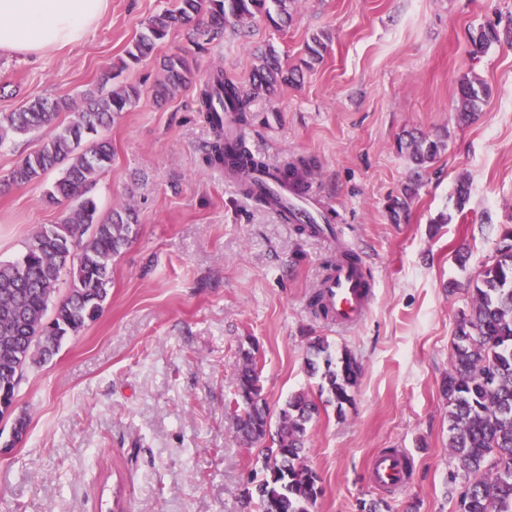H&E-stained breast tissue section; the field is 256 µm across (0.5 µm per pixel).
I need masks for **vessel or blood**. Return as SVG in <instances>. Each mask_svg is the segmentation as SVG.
<instances>
[{
    "instance_id": "vessel-or-blood-1",
    "label": "vessel or blood",
    "mask_w": 512,
    "mask_h": 512,
    "mask_svg": "<svg viewBox=\"0 0 512 512\" xmlns=\"http://www.w3.org/2000/svg\"><path fill=\"white\" fill-rule=\"evenodd\" d=\"M256 191L267 194L273 209L285 221L294 224H313L318 229L335 223L336 217L324 206L313 183L298 184L277 180L274 169L254 172ZM317 289L330 322L341 327L359 324L368 314L374 293L363 263L339 262L322 277ZM369 480L383 489H400L409 478L399 458L380 455L373 459Z\"/></svg>"
}]
</instances>
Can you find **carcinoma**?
Masks as SVG:
<instances>
[{"instance_id": "cac0c4a2", "label": "carcinoma", "mask_w": 512, "mask_h": 512, "mask_svg": "<svg viewBox=\"0 0 512 512\" xmlns=\"http://www.w3.org/2000/svg\"><path fill=\"white\" fill-rule=\"evenodd\" d=\"M296 0H176V6L151 17L126 56L138 63L153 55L158 44L176 29L198 32L201 14L215 31L235 27L256 17L267 18L276 28L288 26V5ZM501 42L494 25L471 36L474 51L483 53ZM161 78L153 85L155 100L165 101L193 84L194 69L178 53L160 60ZM300 80V72L283 66L273 51L261 54L246 91L219 70L199 87L197 111L212 127L216 139L207 162L230 166L240 177L242 190L254 193L251 172L264 166L246 142L235 149L224 145L222 114L232 123L248 122L249 104L257 97L271 98L284 86ZM490 89L479 77L465 75L457 83L456 120L469 124ZM140 97L134 85L108 92H88L84 105L72 119L58 121L71 109L65 98H37L0 118V146L20 135L52 130L34 152L22 157L7 181L12 185L40 183L60 170L45 193L50 205L64 202L67 209L58 224L43 226L25 244L17 261L0 262V417L12 411L18 384L27 369L50 360L62 340L78 334L102 312L112 282V261L133 239L137 224L131 208L113 209L102 219L87 188L100 172L112 166V142L102 136ZM421 168L431 162L441 142L398 139ZM415 186L389 200L394 222L408 210ZM71 277V287L56 299L61 274ZM307 371L319 378L320 393L339 414L353 404L352 389L360 365L349 350L341 356L324 338L308 345ZM441 390L448 405V447L457 461L448 486L456 512H512V226L500 235L491 262L479 272L471 289L469 307L455 323L453 354ZM255 351H241L236 372L234 411L236 431L247 445L260 446L261 477H253L242 491L245 505L258 512H313L322 495L320 478L304 463V440L319 405L302 391L290 396L272 413L261 395Z\"/></svg>"}]
</instances>
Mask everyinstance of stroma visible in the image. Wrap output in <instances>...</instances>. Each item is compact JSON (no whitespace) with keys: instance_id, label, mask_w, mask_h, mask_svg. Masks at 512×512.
<instances>
[{"instance_id":"1","label":"stroma","mask_w":512,"mask_h":512,"mask_svg":"<svg viewBox=\"0 0 512 512\" xmlns=\"http://www.w3.org/2000/svg\"><path fill=\"white\" fill-rule=\"evenodd\" d=\"M175 0H110L82 42L40 58L0 54V116L35 98L82 107L104 74L140 86V98L108 130L111 167L91 189L99 215L127 205L133 242L112 263L101 316L25 372L12 415L28 427L0 455V512H257L241 497L261 468L257 447L234 425L235 371L252 346L271 411L298 391L317 395L309 342L327 339L360 364L353 404L311 422L305 461L323 494L314 512H359L380 499L367 466L384 449L412 460V477L389 496L391 512H453L454 462L441 392L469 281L491 260L501 225H512V46L470 53L483 25L512 24V0H296L284 30L256 19L214 39L171 32L154 55L121 68L145 22ZM331 37L300 84L250 103L249 149L270 164H314L321 201L336 212L335 238L295 232L209 165L210 125L193 89L160 103L159 61L178 52L197 81L223 70L248 87L256 49L273 45L288 67L307 58L313 35ZM466 74L491 89L474 120L455 119ZM414 132L444 147L415 173L397 139ZM420 186L400 223L387 204L411 179ZM470 185L455 207L460 179ZM56 179L0 191V260L59 223L44 193ZM448 223H436L438 213ZM346 250L372 275L374 300L357 327L312 315L308 297ZM469 255L458 265L457 251Z\"/></svg>"}]
</instances>
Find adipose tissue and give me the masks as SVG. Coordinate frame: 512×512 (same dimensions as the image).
<instances>
[{"instance_id":"adipose-tissue-1","label":"adipose tissue","mask_w":512,"mask_h":512,"mask_svg":"<svg viewBox=\"0 0 512 512\" xmlns=\"http://www.w3.org/2000/svg\"><path fill=\"white\" fill-rule=\"evenodd\" d=\"M110 0H0V53L40 57L83 41Z\"/></svg>"}]
</instances>
